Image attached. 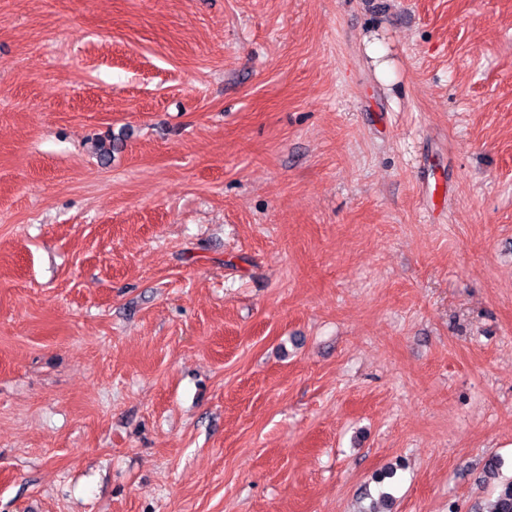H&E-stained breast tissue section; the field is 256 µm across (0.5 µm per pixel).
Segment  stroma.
<instances>
[{
    "mask_svg": "<svg viewBox=\"0 0 512 512\" xmlns=\"http://www.w3.org/2000/svg\"><path fill=\"white\" fill-rule=\"evenodd\" d=\"M506 479L512 0H0V512Z\"/></svg>",
    "mask_w": 512,
    "mask_h": 512,
    "instance_id": "stroma-1",
    "label": "stroma"
}]
</instances>
